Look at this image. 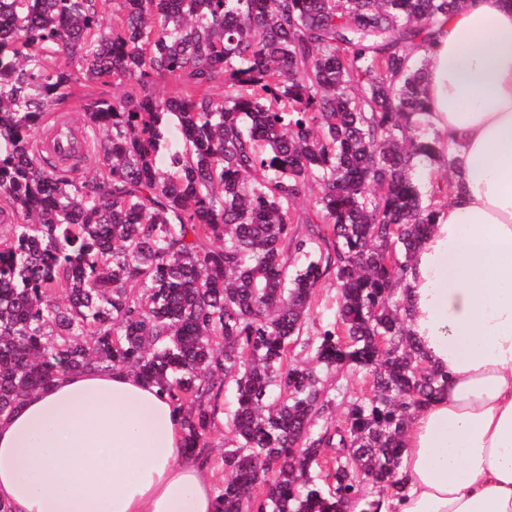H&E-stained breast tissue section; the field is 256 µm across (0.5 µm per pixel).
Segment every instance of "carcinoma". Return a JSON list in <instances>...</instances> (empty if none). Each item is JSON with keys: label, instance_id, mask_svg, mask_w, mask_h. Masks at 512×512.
Wrapping results in <instances>:
<instances>
[{"label": "carcinoma", "instance_id": "cac0c4a2", "mask_svg": "<svg viewBox=\"0 0 512 512\" xmlns=\"http://www.w3.org/2000/svg\"><path fill=\"white\" fill-rule=\"evenodd\" d=\"M465 0H0V420L62 373L126 368L207 450L235 392L217 512H379L405 428L447 377L408 333L400 291L448 192L426 78ZM183 86L161 97L156 80ZM107 131L92 176L32 133L80 81ZM224 86L220 97L213 93ZM318 187L312 214L297 203ZM296 224L305 225L297 232ZM336 324L305 336L321 279ZM65 302L58 301L59 295ZM314 351L310 362L290 356ZM368 395L314 430L325 377ZM331 453L332 486L309 477ZM328 384L331 389H336V394L345 393L347 397H357L366 393L369 389V382L363 373L341 371L328 376Z\"/></svg>", "mask_w": 512, "mask_h": 512}]
</instances>
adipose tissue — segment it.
<instances>
[{"label": "adipose tissue", "instance_id": "ef3b65f1", "mask_svg": "<svg viewBox=\"0 0 512 512\" xmlns=\"http://www.w3.org/2000/svg\"><path fill=\"white\" fill-rule=\"evenodd\" d=\"M429 119L463 184L407 274L412 338L448 375L381 512H512V0H466L430 49ZM211 460L122 369L61 375L0 421L10 512H216Z\"/></svg>", "mask_w": 512, "mask_h": 512}]
</instances>
